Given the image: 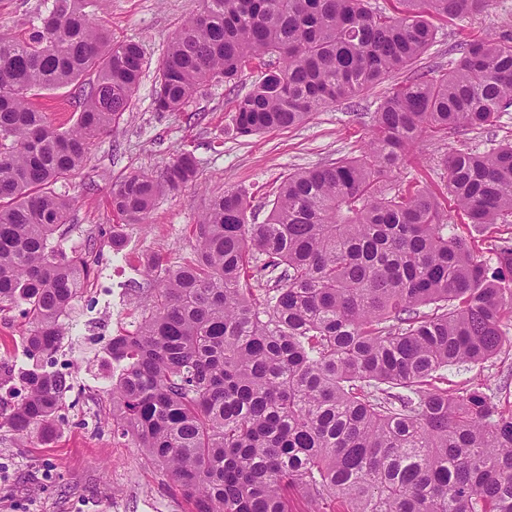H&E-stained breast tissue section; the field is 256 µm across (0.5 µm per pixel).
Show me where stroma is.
Here are the masks:
<instances>
[{"instance_id":"1","label":"stroma","mask_w":512,"mask_h":512,"mask_svg":"<svg viewBox=\"0 0 512 512\" xmlns=\"http://www.w3.org/2000/svg\"><path fill=\"white\" fill-rule=\"evenodd\" d=\"M46 0H0V31L27 35ZM201 9V0H106L99 19L113 41L140 43L145 66L139 88L117 131L93 140L85 165L55 190L70 199L71 222L61 231L65 252L80 253L91 277L64 316L65 334L53 356V369H67L71 388L64 395L53 436L21 446L17 436L0 427V512H193V507L166 474L129 440L112 433L113 337L134 333L151 304V285L142 263L151 255L169 264L192 256L195 226L211 197L239 190L251 201V223H262L289 172L358 155L370 135L372 117L391 88L410 78L394 74L364 92L357 107L338 102L305 124L238 137L231 131L232 103L227 86H202L178 112H159L153 90L174 34ZM423 67L448 70L455 45L470 34L512 33V0H491L480 14L440 21ZM83 96L73 84L45 92L37 104L54 126L72 125ZM65 111H56V104ZM512 139V111L501 113L493 127L468 129L451 137L426 133L405 166L390 179L418 183L446 200V172L440 162L449 150L487 152ZM198 163L195 182L180 192L159 194L143 224H125L110 205L112 185L134 173L161 176L180 152ZM119 226L124 239L113 250L105 230ZM449 233L466 238L480 258L490 259L494 241L512 237V218L476 232L460 215H451ZM23 319L19 308L0 312V359L24 366ZM509 343L484 362L442 370L440 387L482 386L497 397H512V328Z\"/></svg>"}]
</instances>
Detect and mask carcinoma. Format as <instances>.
<instances>
[{"label":"carcinoma","instance_id":"1","mask_svg":"<svg viewBox=\"0 0 512 512\" xmlns=\"http://www.w3.org/2000/svg\"><path fill=\"white\" fill-rule=\"evenodd\" d=\"M104 0H51L26 37L0 34V309L20 306L32 364L0 362L25 391L0 417L22 445L55 431L68 375L42 365L89 277L54 234L74 175L135 95L144 53L112 42ZM203 0L171 39L157 109H182L209 81L233 97L238 137L298 126L411 68L435 19L489 0ZM448 72L420 73L384 97L360 155L294 171L261 224L238 191L213 196L193 256L150 259L152 304L112 340V426L143 449L194 512H291L290 495L336 512H512V408L483 388L451 392L437 372L495 356L512 322V240L490 265L448 234L426 188L382 187L430 131L493 125L512 109V34L470 38ZM264 72L234 92L245 66ZM85 80L82 112L53 127L33 98ZM470 223L512 215V142L442 158ZM193 153L161 178L112 186V210L144 224L156 196L197 177ZM273 282L264 306L251 282Z\"/></svg>","mask_w":512,"mask_h":512}]
</instances>
